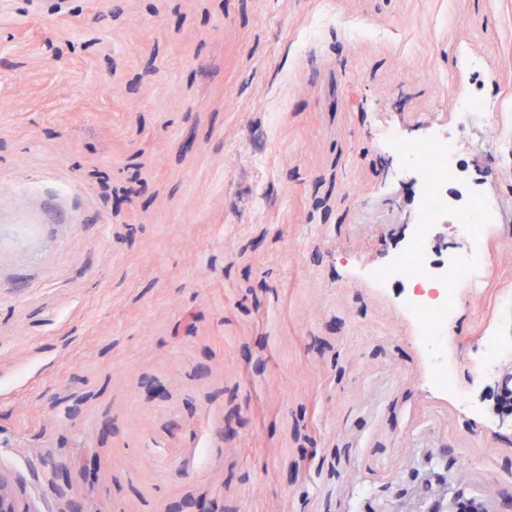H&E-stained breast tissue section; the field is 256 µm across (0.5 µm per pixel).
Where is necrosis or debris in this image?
<instances>
[{"label": "necrosis or debris", "instance_id": "1", "mask_svg": "<svg viewBox=\"0 0 512 512\" xmlns=\"http://www.w3.org/2000/svg\"><path fill=\"white\" fill-rule=\"evenodd\" d=\"M384 135L392 140L399 156L422 174L424 191L419 205V227L408 247L392 266L372 270L370 277L380 285L406 277L433 284L431 295H410L405 312L421 336L431 383L450 391L454 388V377L448 368L444 338L456 310L458 287L466 286L476 295L483 292L480 227L495 222L496 208L491 200L472 195L459 185L460 161L449 138L406 141L396 138L389 129ZM444 219L466 236L472 246L453 261L439 263L431 258L427 242L431 224Z\"/></svg>", "mask_w": 512, "mask_h": 512}]
</instances>
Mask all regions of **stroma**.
I'll return each mask as SVG.
<instances>
[{
	"mask_svg": "<svg viewBox=\"0 0 512 512\" xmlns=\"http://www.w3.org/2000/svg\"><path fill=\"white\" fill-rule=\"evenodd\" d=\"M491 92L512 106V0H0V472L31 512H400L431 461L496 512L512 167L457 108ZM385 126L455 135L497 205L452 394L408 281L366 275L423 189Z\"/></svg>",
	"mask_w": 512,
	"mask_h": 512,
	"instance_id": "35a3bbf8",
	"label": "stroma"
}]
</instances>
